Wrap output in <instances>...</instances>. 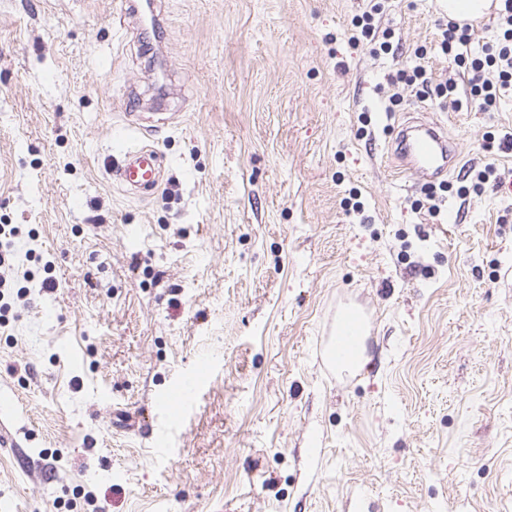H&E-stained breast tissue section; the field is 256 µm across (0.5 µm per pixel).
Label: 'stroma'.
<instances>
[{"label":"stroma","instance_id":"stroma-1","mask_svg":"<svg viewBox=\"0 0 512 512\" xmlns=\"http://www.w3.org/2000/svg\"><path fill=\"white\" fill-rule=\"evenodd\" d=\"M152 3L148 37L117 0H0V506L512 512V94L390 85L422 46L466 90L444 0ZM369 10L389 53L349 42ZM422 115L462 157L435 213L389 157ZM128 126L165 173L142 196L108 173ZM490 162L503 186L458 195ZM350 304L367 361L336 375Z\"/></svg>","mask_w":512,"mask_h":512}]
</instances>
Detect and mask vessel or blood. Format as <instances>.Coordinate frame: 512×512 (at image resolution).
Instances as JSON below:
<instances>
[{
	"instance_id": "vessel-or-blood-1",
	"label": "vessel or blood",
	"mask_w": 512,
	"mask_h": 512,
	"mask_svg": "<svg viewBox=\"0 0 512 512\" xmlns=\"http://www.w3.org/2000/svg\"><path fill=\"white\" fill-rule=\"evenodd\" d=\"M394 156L402 171L418 175L432 183L447 177L459 161L457 148L438 126L425 121H409L395 129ZM114 151L121 162L112 170L126 191L140 192L156 188L161 180V164L157 152L129 146L127 134L114 139ZM363 320L359 314H344L336 333L325 344V359L338 372L347 371L356 361Z\"/></svg>"
}]
</instances>
